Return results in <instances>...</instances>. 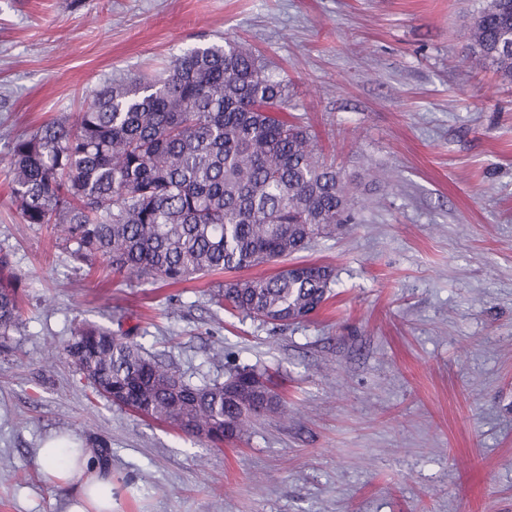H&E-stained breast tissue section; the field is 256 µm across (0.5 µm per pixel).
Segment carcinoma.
I'll return each instance as SVG.
<instances>
[{
    "label": "carcinoma",
    "instance_id": "obj_1",
    "mask_svg": "<svg viewBox=\"0 0 512 512\" xmlns=\"http://www.w3.org/2000/svg\"><path fill=\"white\" fill-rule=\"evenodd\" d=\"M469 47L477 65L512 82V0H486ZM286 111V80L252 50L237 40L193 46L153 81L101 86L75 124L18 138L12 204L90 271L176 284L288 257L349 223L354 187ZM334 279L329 265L300 263L227 283L215 300L286 325L318 311ZM20 316L19 289L0 275V338ZM62 355L94 395L211 445L246 435L280 405L265 372L238 367L223 382L194 384L101 327L78 330Z\"/></svg>",
    "mask_w": 512,
    "mask_h": 512
}]
</instances>
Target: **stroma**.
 I'll return each instance as SVG.
<instances>
[{"label": "stroma", "mask_w": 512, "mask_h": 512, "mask_svg": "<svg viewBox=\"0 0 512 512\" xmlns=\"http://www.w3.org/2000/svg\"><path fill=\"white\" fill-rule=\"evenodd\" d=\"M483 2L0 0V258L24 299L0 348V512H66L37 465L64 428L111 473L113 512H512V84L471 65ZM228 38L358 182L355 223L297 255L334 267L330 299L285 326L219 309L228 272L88 274L10 199L17 137ZM89 325L195 383L268 370L282 403L212 448L88 400L59 350Z\"/></svg>", "instance_id": "35a3bbf8"}]
</instances>
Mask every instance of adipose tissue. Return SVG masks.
I'll use <instances>...</instances> for the list:
<instances>
[{"instance_id":"adipose-tissue-1","label":"adipose tissue","mask_w":512,"mask_h":512,"mask_svg":"<svg viewBox=\"0 0 512 512\" xmlns=\"http://www.w3.org/2000/svg\"><path fill=\"white\" fill-rule=\"evenodd\" d=\"M38 464L45 483L69 491L67 512H112V478L101 472L90 449L52 438L39 448Z\"/></svg>"}]
</instances>
